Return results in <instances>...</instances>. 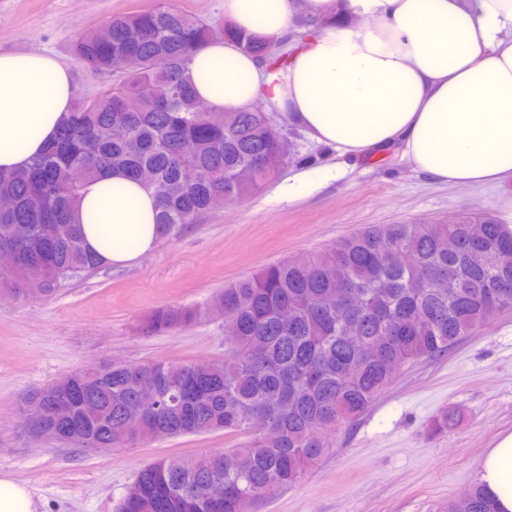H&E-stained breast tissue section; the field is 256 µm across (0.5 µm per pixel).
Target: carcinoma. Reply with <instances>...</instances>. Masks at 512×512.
Segmentation results:
<instances>
[{
	"label": "carcinoma",
	"mask_w": 512,
	"mask_h": 512,
	"mask_svg": "<svg viewBox=\"0 0 512 512\" xmlns=\"http://www.w3.org/2000/svg\"><path fill=\"white\" fill-rule=\"evenodd\" d=\"M232 37L269 66L286 61L272 42L227 26L219 31L169 7L114 17L74 44L75 54L117 82L71 106L43 153L0 172V249L16 253L0 288L28 298L53 295L101 267L72 213L86 180L119 170L152 188L166 237L209 212L212 199L247 200L292 155L270 113L250 108L214 116L185 76L190 55ZM124 125L128 136L112 138ZM17 224L28 225L18 237ZM512 311V229L483 216L454 224L365 227L299 264L280 261L224 286L206 306H168L139 326L144 335L223 320L224 358L208 386L189 397L194 366L113 361L80 375L86 403L50 385L27 393L40 406L21 428L98 451L217 431L244 436L235 448L159 458L144 465L118 512H251L297 484L330 447L328 437L371 407L405 367L448 351ZM150 386L151 406L140 401ZM266 418L269 432L248 429ZM136 419L132 437L126 423ZM224 483V498L207 486ZM448 512H496L481 487Z\"/></svg>",
	"instance_id": "carcinoma-1"
}]
</instances>
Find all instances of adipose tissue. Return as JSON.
Returning <instances> with one entry per match:
<instances>
[{
	"instance_id": "1",
	"label": "adipose tissue",
	"mask_w": 512,
	"mask_h": 512,
	"mask_svg": "<svg viewBox=\"0 0 512 512\" xmlns=\"http://www.w3.org/2000/svg\"><path fill=\"white\" fill-rule=\"evenodd\" d=\"M317 24L270 67L229 40L195 51L186 75L214 111L263 101L318 144L357 157L393 143L449 185L512 184V0H306ZM294 0H224L236 29L275 39ZM367 24H358V17ZM74 94L66 68L35 52H0V169L23 168L52 139ZM154 191L102 172L74 211L105 265L152 254ZM479 480L512 512V433L485 452Z\"/></svg>"
}]
</instances>
